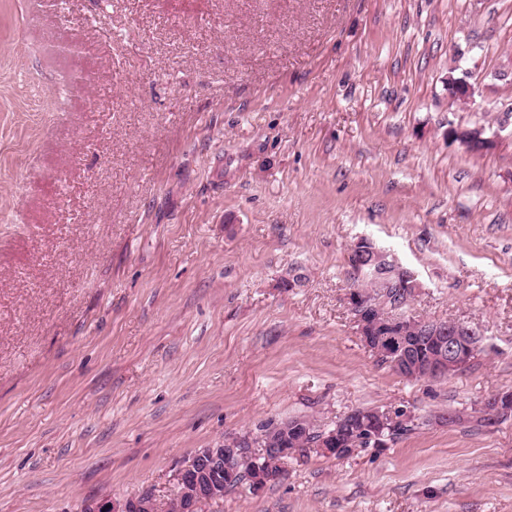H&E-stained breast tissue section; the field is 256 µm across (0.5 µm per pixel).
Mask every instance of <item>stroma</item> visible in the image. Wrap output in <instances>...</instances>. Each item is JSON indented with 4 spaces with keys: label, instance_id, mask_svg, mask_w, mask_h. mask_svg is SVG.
Listing matches in <instances>:
<instances>
[{
    "label": "stroma",
    "instance_id": "stroma-1",
    "mask_svg": "<svg viewBox=\"0 0 512 512\" xmlns=\"http://www.w3.org/2000/svg\"><path fill=\"white\" fill-rule=\"evenodd\" d=\"M509 107L512 0H0V512L167 499L198 449L359 407L416 427L217 512H512V418L478 421L512 391ZM362 238L405 315L481 330L466 368L365 348ZM464 130H468L473 138L471 140L462 141L460 139V135ZM448 139L456 142H460L462 144L468 145L472 151L481 152L488 150L493 147L495 143V135L486 136V131L483 127H474V128H463L457 127L453 125L448 126Z\"/></svg>",
    "mask_w": 512,
    "mask_h": 512
}]
</instances>
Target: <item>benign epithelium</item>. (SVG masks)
Instances as JSON below:
<instances>
[{
	"label": "benign epithelium",
	"instance_id": "7a95c632",
	"mask_svg": "<svg viewBox=\"0 0 512 512\" xmlns=\"http://www.w3.org/2000/svg\"><path fill=\"white\" fill-rule=\"evenodd\" d=\"M472 95L471 84L464 77L448 76V96L459 101H467ZM472 139L463 141L474 152L493 147L495 137L486 135L482 127L469 129ZM408 281L407 290L399 291L401 308H406L422 288L412 271L404 273ZM347 303L353 315L357 332L365 346L377 357L386 362L401 376L410 380L442 378L455 374L467 366L480 349L483 334L469 322L450 320L446 323H433L429 320L397 317L396 324L386 322L388 315L371 319L366 312L372 304L365 301L358 289L347 292ZM428 336L432 341V352L420 359L409 355L416 341ZM490 417L489 423L512 414V392L492 395L483 403ZM405 421L404 416L379 412L374 426L358 424L356 433L374 440L376 446L387 444L381 432ZM265 433H250L244 437L228 438L214 448H201L185 460L176 470L178 488L177 512H212L214 506L224 498V480L219 476L227 464L234 463L243 455L254 460L264 459L256 464V475L248 477L246 487L258 491L267 484L279 480L288 458L297 453L295 448H264ZM167 507L160 499L144 495L118 505L109 499H90L83 503L81 512H166Z\"/></svg>",
	"mask_w": 512,
	"mask_h": 512
}]
</instances>
